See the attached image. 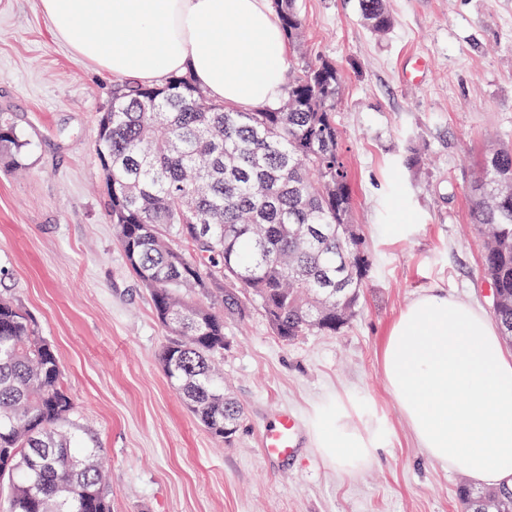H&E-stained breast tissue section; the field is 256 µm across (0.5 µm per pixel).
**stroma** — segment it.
Wrapping results in <instances>:
<instances>
[{"instance_id": "obj_1", "label": "stroma", "mask_w": 512, "mask_h": 512, "mask_svg": "<svg viewBox=\"0 0 512 512\" xmlns=\"http://www.w3.org/2000/svg\"><path fill=\"white\" fill-rule=\"evenodd\" d=\"M358 0H298L304 47L343 76L335 121L370 256L357 316L333 336L287 345L264 315L228 318L220 361L245 407L216 441L171 389L167 336L107 216L98 120L116 79L57 39L38 0H0V117L27 142L0 162V296L39 322L76 405L74 431L99 449L112 512H460L459 468L428 459L381 368L393 322L437 288L490 314L471 179L493 144H512V0H386L382 36ZM384 446L338 471L303 434L294 458L264 459L277 409L301 426L334 399Z\"/></svg>"}]
</instances>
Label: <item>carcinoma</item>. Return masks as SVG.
Returning <instances> with one entry per match:
<instances>
[{
	"mask_svg": "<svg viewBox=\"0 0 512 512\" xmlns=\"http://www.w3.org/2000/svg\"><path fill=\"white\" fill-rule=\"evenodd\" d=\"M374 33L392 26L384 0H358ZM285 39L304 19L296 0H271ZM342 88L333 62L299 54L280 100L240 108L189 75L158 84L120 79L99 120L108 217L126 261L149 292L168 339L158 359L196 421L229 442L244 407L215 368L224 318L263 313L288 344L338 333L359 310L370 271L334 120ZM0 156L22 165L26 143L3 126ZM484 236L481 267L492 315L512 341V147L489 149L470 207ZM74 401L37 322L0 298V512H111L97 449L70 429ZM462 512H502L512 488H457Z\"/></svg>",
	"mask_w": 512,
	"mask_h": 512,
	"instance_id": "obj_1",
	"label": "carcinoma"
}]
</instances>
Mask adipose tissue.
<instances>
[{"mask_svg":"<svg viewBox=\"0 0 512 512\" xmlns=\"http://www.w3.org/2000/svg\"><path fill=\"white\" fill-rule=\"evenodd\" d=\"M54 35L115 77L155 83L187 73L218 101L279 100L286 42L268 0H40ZM389 390L428 459L484 485L512 487V356L482 313L431 290L393 323L382 354ZM341 404L314 423L316 448L343 471L380 449Z\"/></svg>","mask_w":512,"mask_h":512,"instance_id":"1","label":"adipose tissue"}]
</instances>
